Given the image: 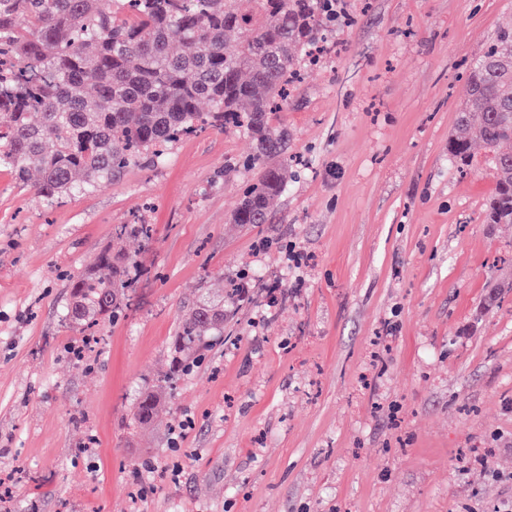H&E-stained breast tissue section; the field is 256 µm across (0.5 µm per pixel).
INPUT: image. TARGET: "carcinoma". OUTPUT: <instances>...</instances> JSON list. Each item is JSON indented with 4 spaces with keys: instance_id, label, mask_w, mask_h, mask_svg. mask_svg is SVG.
<instances>
[{
    "instance_id": "carcinoma-1",
    "label": "carcinoma",
    "mask_w": 512,
    "mask_h": 512,
    "mask_svg": "<svg viewBox=\"0 0 512 512\" xmlns=\"http://www.w3.org/2000/svg\"><path fill=\"white\" fill-rule=\"evenodd\" d=\"M333 0H0V167L60 198L112 180L199 124L242 128L255 172L230 215L264 224L288 184L287 135L272 114L286 86L342 21ZM495 182L486 223L512 224V27L471 65L450 155L469 167L472 137ZM131 258L104 253L71 284L75 327L122 306ZM224 334V301L187 307L174 368L199 367L208 337ZM160 398L137 402L149 424Z\"/></svg>"
}]
</instances>
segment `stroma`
Instances as JSON below:
<instances>
[{
	"instance_id": "1",
	"label": "stroma",
	"mask_w": 512,
	"mask_h": 512,
	"mask_svg": "<svg viewBox=\"0 0 512 512\" xmlns=\"http://www.w3.org/2000/svg\"><path fill=\"white\" fill-rule=\"evenodd\" d=\"M342 6L337 56L274 117L290 176L265 224L228 221L240 130L62 200L0 167V512L512 507V224L484 221L483 148L466 169L448 153L512 0ZM118 251L121 316L73 328L71 280ZM221 294L227 345L172 375L185 307ZM160 398L155 391L145 392L137 402L134 418L140 425L149 424L158 411Z\"/></svg>"
}]
</instances>
